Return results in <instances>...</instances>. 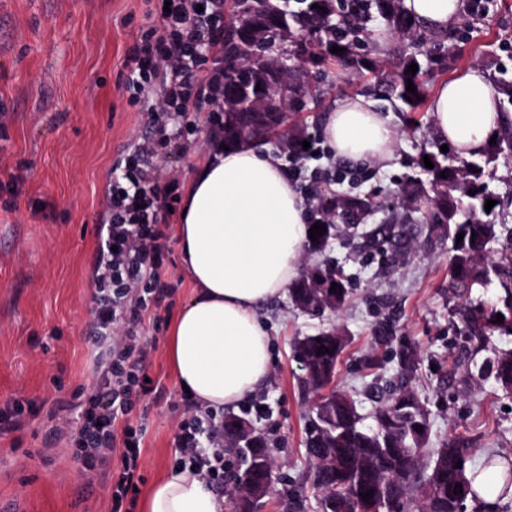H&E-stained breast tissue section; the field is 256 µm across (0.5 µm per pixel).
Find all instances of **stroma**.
Listing matches in <instances>:
<instances>
[{
  "label": "stroma",
  "mask_w": 512,
  "mask_h": 512,
  "mask_svg": "<svg viewBox=\"0 0 512 512\" xmlns=\"http://www.w3.org/2000/svg\"><path fill=\"white\" fill-rule=\"evenodd\" d=\"M147 9L145 0H0V405L23 397L38 406L0 430V512H110L120 456H113L109 474L84 471L53 429L72 416L59 403L94 381L89 275L105 192L121 176L133 144L153 133L147 114L130 102L124 66L126 48L153 22ZM505 42L512 44V0H492L450 72L473 65L512 71V58L500 49ZM293 76L312 94L292 111L289 127L323 129L342 99L361 95L396 135L395 159L385 169L337 159L325 143L320 156L283 161L308 206L331 192L368 194L380 207L366 224H411L416 240L392 274L360 237L334 240L331 255L351 278L337 311L306 314L286 295L263 307L273 372L236 414L267 434L285 485L308 492L305 440L315 397L303 387L294 342L336 327L346 347L332 388L348 394L360 414L371 415L379 388L397 382L396 350L409 346L416 353L410 385L428 411L430 447L462 440L476 468L492 456L512 458V395L494 379L471 376L458 361L461 341L448 316L451 241L431 235L422 212L401 197L407 179L422 174L421 155L436 149L430 113L379 92L384 75L367 69L331 61L318 72L294 69ZM209 157L194 138L164 149L161 163L186 188ZM162 279L169 294L149 306L140 325L151 347L149 374L160 386L134 408L147 429L144 495L175 465L174 435L184 410L167 348L172 322L194 294L178 237L169 239ZM382 323L392 325L394 347H375L373 330Z\"/></svg>",
  "instance_id": "stroma-1"
}]
</instances>
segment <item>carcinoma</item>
<instances>
[{
  "label": "carcinoma",
  "mask_w": 512,
  "mask_h": 512,
  "mask_svg": "<svg viewBox=\"0 0 512 512\" xmlns=\"http://www.w3.org/2000/svg\"><path fill=\"white\" fill-rule=\"evenodd\" d=\"M229 23L224 27V98L231 100L246 92L258 99L267 96L271 85L277 94L294 104L309 90L291 78V63L305 68H319L333 58L343 65L359 69L384 66L360 53L363 36L369 34L368 22L373 15L386 21L387 30L399 44L400 71L386 83L387 92L406 100L409 106L420 105L423 96L420 75L427 71L445 72L455 61L456 42L468 37L465 27L445 33L426 34L411 20L403 0H224ZM286 49L282 58L274 59L270 68H249V55L269 52L271 46ZM343 49L331 52L332 46ZM416 64L411 74L407 66ZM494 79L501 111L512 110V78ZM412 81L416 93L407 91ZM278 138L283 152L295 153L303 133L288 130V123L269 122L250 111L229 108L224 111V142L227 144ZM434 167L428 170L432 192L411 180L402 187L404 201L424 210L431 232L456 240L451 247L448 293L462 300L455 309L459 323L455 333L466 343L495 335H512V233L506 234L492 220L495 210L485 211V202L497 195L490 182L497 163L512 161V124L504 127L496 143L469 158L445 153L429 154ZM445 177H440V173ZM475 194H469V191ZM379 207L370 196H346L337 193L322 196V206L308 226L318 223L326 232L317 240L306 241L307 252L321 256L331 241L359 230L363 219ZM364 238L381 244L391 243L393 252L408 248L412 233L392 224H377L361 232ZM503 249L492 256L493 244ZM337 266L324 259L314 263L300 277L289 295L293 305L308 302L303 312L319 314L331 304L341 308L348 296L347 279L336 272ZM342 291H330L331 284ZM497 286L499 292L490 302H470L473 290ZM504 320L496 322V315ZM329 352L319 354V347ZM294 347L304 371L305 387L318 391L333 381L338 359L345 343L335 340L330 331L304 336ZM488 372L497 385L512 393V351H498L479 372ZM315 426L306 440V454L311 464V487L317 503L316 512H456L458 508L481 509L469 478L473 449L467 443L451 440L444 448L428 451L429 419L423 406L407 383L392 391L372 415L373 424L365 426L355 402L333 391L316 407ZM243 417L224 415V442L233 458L228 482H237L257 472L259 460L271 461L268 441L258 450L240 452L232 447L236 425ZM461 467H456L457 462ZM462 491L456 492L455 485ZM371 494L369 500L362 495Z\"/></svg>",
  "instance_id": "1"
}]
</instances>
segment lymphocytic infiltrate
Wrapping results in <instances>:
<instances>
[{
    "label": "lymphocytic infiltrate",
    "mask_w": 512,
    "mask_h": 512,
    "mask_svg": "<svg viewBox=\"0 0 512 512\" xmlns=\"http://www.w3.org/2000/svg\"><path fill=\"white\" fill-rule=\"evenodd\" d=\"M151 25L125 51L128 88L145 104L154 129L129 153L122 179L107 188L108 219L98 227L99 244L91 266L94 289L91 325L96 353L92 387L74 395V418L59 426L85 470L105 471L113 456L121 469L112 491V512L135 499L143 478L140 455L143 425L133 423L136 398L156 392L148 381L150 352L138 324L149 302H161L162 255L169 239V208L180 183L164 174L162 148L196 134L187 115L224 101V0H156ZM214 64H201L203 54ZM163 94L151 101L155 82ZM175 444L179 466L200 473L215 494L224 492V431L216 418L201 419L186 403Z\"/></svg>",
    "instance_id": "lymphocytic-infiltrate-1"
}]
</instances>
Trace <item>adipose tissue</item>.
Masks as SVG:
<instances>
[{
  "label": "adipose tissue",
  "mask_w": 512,
  "mask_h": 512,
  "mask_svg": "<svg viewBox=\"0 0 512 512\" xmlns=\"http://www.w3.org/2000/svg\"><path fill=\"white\" fill-rule=\"evenodd\" d=\"M422 26L444 32L464 0H404ZM436 135L456 155L484 148L503 127L499 96L485 72L470 67L432 94ZM337 157L384 164L395 134L371 101L355 95L326 117ZM178 226L185 270L195 294L175 316L168 356L177 384L201 406H236L272 370V344L259 309L298 275L308 237L306 204L279 160L255 144L215 149L194 174ZM224 502L188 468H171L151 489L143 512H223Z\"/></svg>",
  "instance_id": "obj_1"
}]
</instances>
